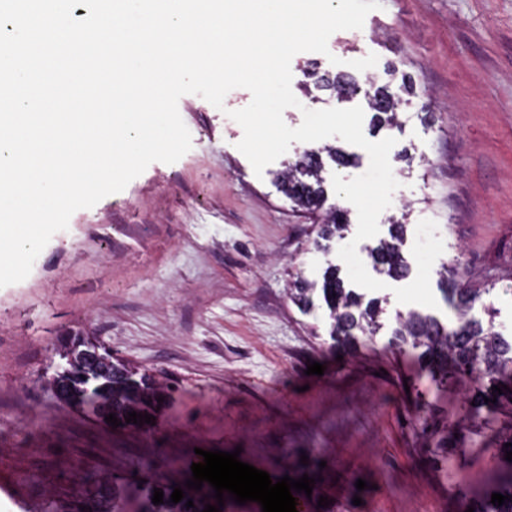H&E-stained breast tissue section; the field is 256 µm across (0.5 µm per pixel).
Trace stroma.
I'll use <instances>...</instances> for the list:
<instances>
[{"mask_svg":"<svg viewBox=\"0 0 512 512\" xmlns=\"http://www.w3.org/2000/svg\"><path fill=\"white\" fill-rule=\"evenodd\" d=\"M381 3L362 29L333 33L328 54L291 61L293 87L309 69L350 76L358 92L302 97L283 119L294 128L305 107H364L371 86L385 87L400 102L399 123L363 133L395 138L408 158L391 162L399 187L379 216L380 237L404 219L411 254L418 222L431 219L444 243L433 271L459 255L471 284L490 271L510 280L512 0ZM371 53L376 66L352 68ZM251 99L237 88L218 109L182 96L191 149L77 210L30 275L0 288V512H63L81 500V476H122L142 463L181 484L200 449L239 451L274 479L315 478L331 512H462L412 452L415 418L398 380L414 379L413 362L385 351L382 335L337 356L325 311L305 315L289 300L291 274L320 278L357 228L318 250L317 227L270 172L255 175L229 116ZM70 336L165 383L175 403L154 430L112 427L58 397L50 349ZM311 360L323 375L307 374ZM52 463L47 492L41 477ZM356 477L367 489L352 490Z\"/></svg>","mask_w":512,"mask_h":512,"instance_id":"35a3bbf8","label":"stroma"}]
</instances>
